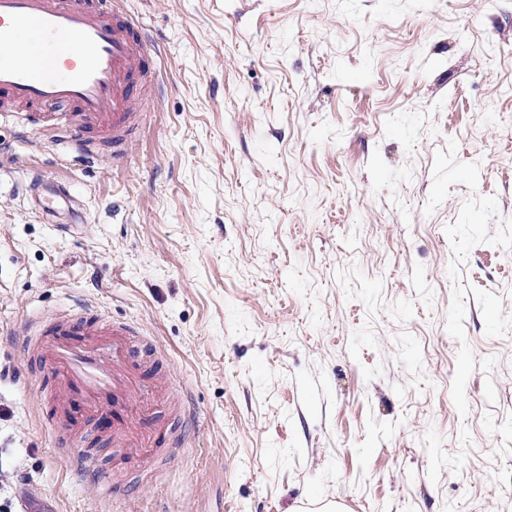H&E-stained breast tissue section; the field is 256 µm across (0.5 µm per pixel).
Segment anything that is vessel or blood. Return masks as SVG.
I'll return each mask as SVG.
<instances>
[{"label": "vessel or blood", "instance_id": "b4317fda", "mask_svg": "<svg viewBox=\"0 0 512 512\" xmlns=\"http://www.w3.org/2000/svg\"><path fill=\"white\" fill-rule=\"evenodd\" d=\"M28 45L19 55L16 44ZM153 43L118 0H0V112L23 110L34 130L52 134L78 160L99 147L121 160L151 97ZM33 201L47 221L68 199L37 183ZM139 328L89 306L34 325L25 349L49 378L48 421L64 420L62 446L75 466L99 418L112 419L113 461L95 479L104 487L153 459L166 436L140 426L156 407L164 374L135 351Z\"/></svg>", "mask_w": 512, "mask_h": 512}]
</instances>
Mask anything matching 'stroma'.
Returning a JSON list of instances; mask_svg holds the SVG:
<instances>
[{"mask_svg":"<svg viewBox=\"0 0 512 512\" xmlns=\"http://www.w3.org/2000/svg\"><path fill=\"white\" fill-rule=\"evenodd\" d=\"M124 9L158 92L122 161L0 117V512H512V0ZM77 302L189 403L117 497L22 346ZM33 201L43 211L48 223H53L58 213V207L50 204L53 198H61L64 204L71 201L66 190L53 183H35L32 188Z\"/></svg>","mask_w":512,"mask_h":512,"instance_id":"35a3bbf8","label":"stroma"}]
</instances>
